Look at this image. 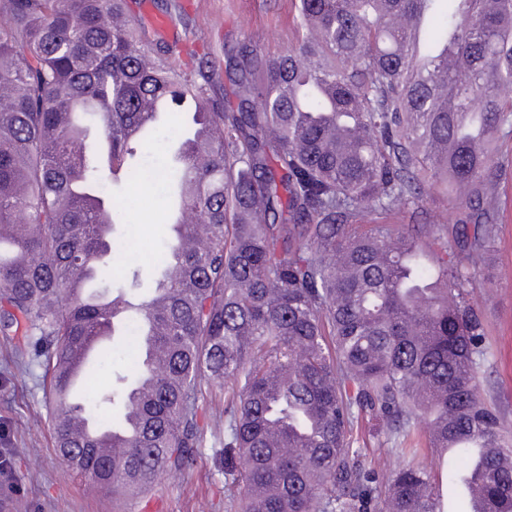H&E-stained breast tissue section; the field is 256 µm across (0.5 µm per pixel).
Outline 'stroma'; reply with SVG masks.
Instances as JSON below:
<instances>
[{"instance_id": "35a3bbf8", "label": "stroma", "mask_w": 512, "mask_h": 512, "mask_svg": "<svg viewBox=\"0 0 512 512\" xmlns=\"http://www.w3.org/2000/svg\"><path fill=\"white\" fill-rule=\"evenodd\" d=\"M169 19L168 43L178 46L169 61L176 69L192 68L191 52H208L203 73L224 64L225 38L250 40L262 55L278 53L296 39L295 0H131V19L143 27V2ZM500 264L481 273L488 292L481 300L492 329L494 356L485 368L484 390L494 398L512 429V174L499 179ZM170 208L166 196L148 187L124 192L123 225L138 228L128 244L143 285H150L155 255L167 237ZM42 369L31 359H18L12 346L0 341V448L11 449V479L0 483V512H134L132 502L113 501L110 491L72 475L56 454L52 419L43 389ZM207 405L200 424L203 442L191 469L164 476L151 491L156 512H226L230 495L224 485V391L204 384Z\"/></svg>"}]
</instances>
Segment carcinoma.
<instances>
[{
	"label": "carcinoma",
	"mask_w": 512,
	"mask_h": 512,
	"mask_svg": "<svg viewBox=\"0 0 512 512\" xmlns=\"http://www.w3.org/2000/svg\"><path fill=\"white\" fill-rule=\"evenodd\" d=\"M298 36L259 57L224 46L231 107L148 61L127 0H0V336L46 356L54 445L68 469L137 496L201 445V383L224 406V480L244 512H512V436L482 389L492 355L477 273L496 257L497 181L512 167V0H296ZM202 112L164 193L170 229L151 295L115 273L114 187L154 182V105ZM453 224L384 219L434 195ZM152 336L118 391L72 401L68 367L115 322ZM101 354L84 365L96 379ZM150 382L137 396L134 388ZM119 406L139 425L112 453L80 422ZM386 422L392 473L360 446ZM452 449L436 476L418 449Z\"/></svg>",
	"instance_id": "1"
}]
</instances>
